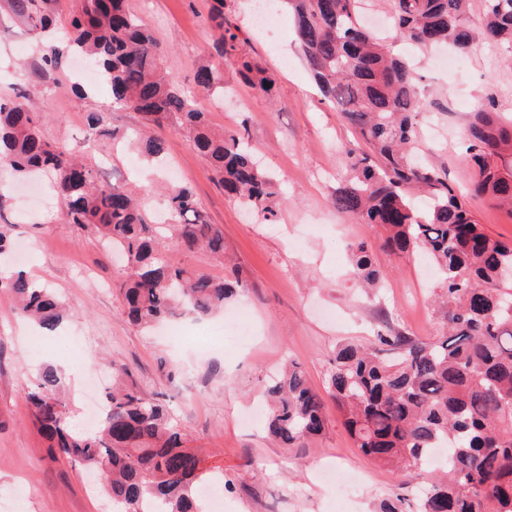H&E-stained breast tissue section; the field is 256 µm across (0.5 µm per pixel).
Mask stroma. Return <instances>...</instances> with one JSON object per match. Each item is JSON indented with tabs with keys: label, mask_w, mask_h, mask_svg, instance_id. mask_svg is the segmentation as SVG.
<instances>
[{
	"label": "stroma",
	"mask_w": 512,
	"mask_h": 512,
	"mask_svg": "<svg viewBox=\"0 0 512 512\" xmlns=\"http://www.w3.org/2000/svg\"><path fill=\"white\" fill-rule=\"evenodd\" d=\"M13 2L0 0V97L26 93L38 106L44 137L99 174L125 177L136 190L167 172L190 188L209 222L223 229L233 266H218L206 253L184 252L171 241L164 258L217 277L239 274L246 288L223 312L137 328L123 313L120 264L94 233L65 223L49 179L0 178L12 196L6 217L14 245L28 253L23 262L13 256L0 261V270H21L54 288L69 310L62 328L39 335L0 289V512H108L107 498L84 468L52 456L25 394L41 367L61 369L75 424L88 428L93 402L104 400L112 386L115 357L200 450L203 480L223 476L224 512H376L382 499L402 493L405 476L353 448L333 402L325 404V432L301 448L274 446L262 425L246 423L265 382L286 361L301 364L311 387L325 393L332 350L368 341L382 314L421 339L439 329L426 261L378 249L377 229L331 204L344 173L342 150L357 136L313 86L288 13H281L282 27L270 37L255 27V0H224L240 52L278 77L269 101L240 82L233 58L215 53L214 0H126L163 46V67L178 84L192 88L205 61L221 73L223 88L198 94L197 105L215 128L246 123L247 143L282 188L278 216L267 223L226 197L206 160L169 126L156 130L165 143L166 171L138 161L132 136L140 115L112 107L109 87L86 84L74 72V59L43 76L38 46L48 32L17 14ZM400 51L412 61L427 105L420 155L445 169L449 182L465 186L470 165L460 132L490 97L503 118H512V53L481 42L460 56L459 66L444 69L433 52L407 45ZM107 106L117 137L87 146V117ZM358 241L374 247L382 281L374 295L364 294L349 272V248Z\"/></svg>",
	"instance_id": "1"
}]
</instances>
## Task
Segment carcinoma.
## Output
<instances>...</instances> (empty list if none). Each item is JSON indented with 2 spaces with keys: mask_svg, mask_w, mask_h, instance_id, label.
Returning a JSON list of instances; mask_svg holds the SVG:
<instances>
[{
  "mask_svg": "<svg viewBox=\"0 0 512 512\" xmlns=\"http://www.w3.org/2000/svg\"><path fill=\"white\" fill-rule=\"evenodd\" d=\"M288 9L297 48L323 97L370 145L373 154L345 150L347 176L333 204L344 214L384 231L383 250L399 256L425 252L440 269V331L422 340L391 328L384 320L369 346H336L327 372L329 398L363 456L423 480L420 512H512V244L476 222L440 170L419 162L423 104L411 65L392 45L409 42L421 50L448 45L466 53L477 39L512 50V0H483L478 22L470 0H387L392 25L384 36L364 28L365 0H281ZM210 17L219 32V56L235 51L238 36L225 24L224 0ZM17 11L36 17V0H15ZM71 25L74 48L87 55L109 85L112 106L140 113L155 125H173L204 156L224 191L265 219L275 215L279 187L254 159L239 129L213 130L207 113L166 75L164 49L151 30L125 8V0H80ZM64 53L46 44L40 69L63 66ZM237 74L266 98L276 77L241 57ZM220 76L209 64L194 75V86L209 91ZM110 108L88 116L89 139L112 137ZM472 169L469 196L512 213V122L494 101L472 113L464 135ZM145 157L165 159L161 138L137 141ZM21 177L45 175L65 204L70 224L92 230L124 258L119 292L129 321L148 328L168 318L204 317L245 287L160 257L163 233L188 252L224 259V232L200 210L192 191L173 184L165 194L167 224L147 207L158 186L136 199L125 183L108 182L70 151L48 141L30 104L0 102V162ZM426 193L420 210L409 193ZM352 271L377 287L373 248L350 247ZM18 314L53 332L67 310L50 288L23 274L6 279ZM113 386L97 431L69 426L70 403L59 370L45 367L26 393L32 422L54 456L92 470L112 499L113 512H202L197 506L201 458L184 446L169 423L167 409L130 381L126 363L112 361ZM270 412L268 436L280 447L299 448L324 433V400L300 366L290 363L264 389ZM446 448L448 465L429 471L433 449Z\"/></svg>",
  "mask_w": 512,
  "mask_h": 512,
  "instance_id": "1",
  "label": "carcinoma"
}]
</instances>
